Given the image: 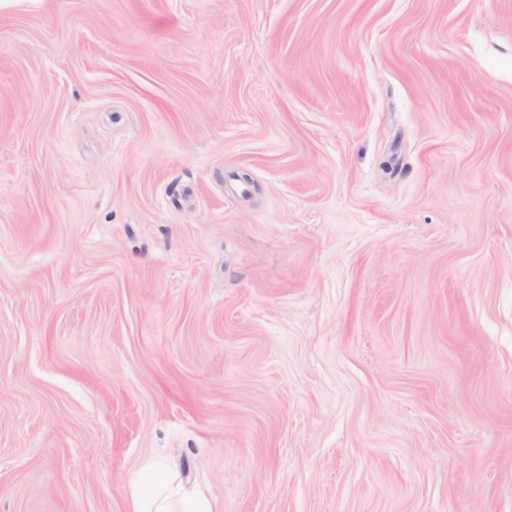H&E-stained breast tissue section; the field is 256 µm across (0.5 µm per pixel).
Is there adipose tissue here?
<instances>
[{
    "instance_id": "adipose-tissue-1",
    "label": "adipose tissue",
    "mask_w": 512,
    "mask_h": 512,
    "mask_svg": "<svg viewBox=\"0 0 512 512\" xmlns=\"http://www.w3.org/2000/svg\"><path fill=\"white\" fill-rule=\"evenodd\" d=\"M129 512H213L204 494L187 491L162 465L149 464L133 481Z\"/></svg>"
}]
</instances>
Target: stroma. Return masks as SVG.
Segmentation results:
<instances>
[{"label":"stroma","mask_w":512,"mask_h":512,"mask_svg":"<svg viewBox=\"0 0 512 512\" xmlns=\"http://www.w3.org/2000/svg\"><path fill=\"white\" fill-rule=\"evenodd\" d=\"M512 512V0H0V512ZM128 512H214L204 494L188 492L161 464L144 467L133 481Z\"/></svg>","instance_id":"35a3bbf8"}]
</instances>
